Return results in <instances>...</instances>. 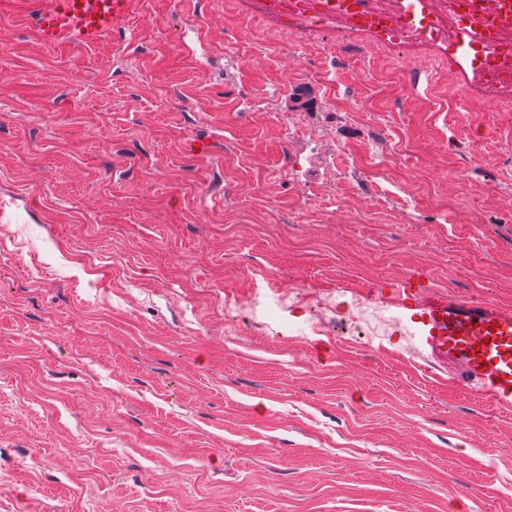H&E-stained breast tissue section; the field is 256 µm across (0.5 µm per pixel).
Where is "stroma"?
I'll return each mask as SVG.
<instances>
[{"label": "stroma", "instance_id": "1", "mask_svg": "<svg viewBox=\"0 0 512 512\" xmlns=\"http://www.w3.org/2000/svg\"><path fill=\"white\" fill-rule=\"evenodd\" d=\"M34 13L0 11V512H512V413L394 305L420 270L512 306V93L258 0L62 50Z\"/></svg>", "mask_w": 512, "mask_h": 512}]
</instances>
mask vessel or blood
Here are the masks:
<instances>
[{
  "label": "vessel or blood",
  "mask_w": 512,
  "mask_h": 512,
  "mask_svg": "<svg viewBox=\"0 0 512 512\" xmlns=\"http://www.w3.org/2000/svg\"><path fill=\"white\" fill-rule=\"evenodd\" d=\"M400 26L414 25L430 0H399ZM130 0H45L37 11L36 33L47 48L73 40L93 44L119 28ZM512 31V0H469L456 37L467 47L502 39ZM407 309L417 324L423 352L448 367L452 384L475 389L498 412H512V306L483 297L445 293L410 294Z\"/></svg>",
  "instance_id": "1"
}]
</instances>
